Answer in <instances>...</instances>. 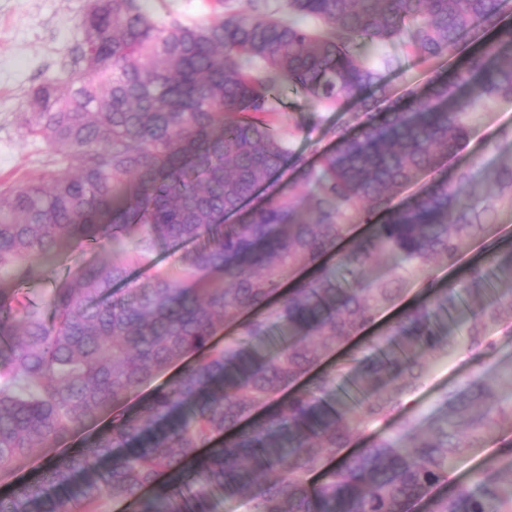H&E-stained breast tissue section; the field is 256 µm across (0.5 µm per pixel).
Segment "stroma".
<instances>
[{"label": "stroma", "instance_id": "obj_1", "mask_svg": "<svg viewBox=\"0 0 512 512\" xmlns=\"http://www.w3.org/2000/svg\"><path fill=\"white\" fill-rule=\"evenodd\" d=\"M90 2L0 0V183L35 178L45 170L47 149L44 144L28 137L23 125L27 99L45 80L66 79L63 64L81 39L80 23ZM138 4L143 12L160 23L172 16L198 22L206 14V0H138ZM452 68V62L445 58L427 63L416 59L407 61L401 70L389 75L387 96L376 104V111L404 106L411 94L422 93L435 80L448 78ZM281 99L282 130L294 150L310 159L334 147L331 128L350 124L356 110L352 104L341 110L317 104L288 89L282 90ZM469 123L471 132L467 142L456 154L445 159L440 176L455 177L474 160L489 161L497 158L500 151L512 149V98L489 102L471 113ZM505 242L512 243V208L500 205L488 235L463 247L456 268L436 263L427 268L425 276L438 287H447L481 256ZM100 256V251L83 245L74 246L46 264L34 263L16 270L13 284L29 297L40 299L56 281L64 279L70 268L94 262ZM422 277L412 276L403 282L398 300L380 312L376 330H383L404 310L419 302ZM476 363L475 356L465 350L451 354L440 350L428 356L426 379L413 394L406 418L427 421L438 410L443 395L462 385ZM109 422V416H101L67 441L36 449L20 475L21 480H36L53 458L69 449L86 446ZM494 457L512 458L511 422H499L482 445L468 449L458 457L447 485L438 487L437 495H449L457 487L468 485L471 474Z\"/></svg>", "mask_w": 512, "mask_h": 512}]
</instances>
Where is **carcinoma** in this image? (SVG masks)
<instances>
[{
	"instance_id": "carcinoma-1",
	"label": "carcinoma",
	"mask_w": 512,
	"mask_h": 512,
	"mask_svg": "<svg viewBox=\"0 0 512 512\" xmlns=\"http://www.w3.org/2000/svg\"><path fill=\"white\" fill-rule=\"evenodd\" d=\"M215 2L208 20L159 24L137 0H93L68 79L31 96L27 132L47 146L51 169L0 185V484L34 448L114 413L81 452L0 496V512H101L106 501L215 512L241 498L251 512H411L448 482L455 457L512 419L482 364L444 397L449 410L432 427L394 426L426 355L445 343L493 356L490 328L512 326L511 257L492 254L493 270L474 266L446 289L422 280L425 299L366 337L379 355L352 357L354 399H329L349 362L312 374L398 297L399 277L362 283L367 264L389 255L408 273L451 267L492 224L476 185L512 205L511 156L392 206L464 146L469 112L512 98V28L501 26L512 0H285L278 11L267 0L248 11ZM483 32L495 38L450 80L357 135L332 129L338 145L316 161L274 126L284 86L370 109L408 58H450ZM360 41L376 62L360 58ZM290 157L304 192L271 195L225 223ZM356 223L364 236L340 251ZM74 241L104 257L40 301L3 286L16 267ZM189 243L179 273L124 287L138 256ZM468 302L478 308L465 336H441ZM175 364L180 375L138 411L119 409ZM356 435L365 444L342 453ZM471 483L430 512H512V469L491 458Z\"/></svg>"
}]
</instances>
